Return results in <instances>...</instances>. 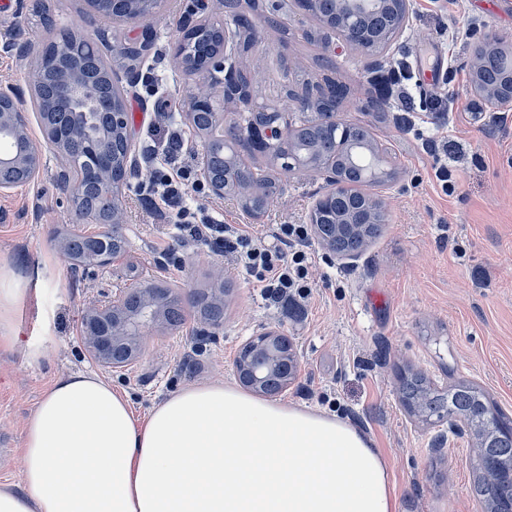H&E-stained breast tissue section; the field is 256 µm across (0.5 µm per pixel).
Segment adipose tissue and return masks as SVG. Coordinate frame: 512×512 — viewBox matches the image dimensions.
<instances>
[{"label": "adipose tissue", "mask_w": 512, "mask_h": 512, "mask_svg": "<svg viewBox=\"0 0 512 512\" xmlns=\"http://www.w3.org/2000/svg\"><path fill=\"white\" fill-rule=\"evenodd\" d=\"M27 289L0 262V351ZM23 488L0 512H398L389 462L347 421L232 385L192 386L142 419L92 373L58 377L24 421Z\"/></svg>", "instance_id": "adipose-tissue-1"}]
</instances>
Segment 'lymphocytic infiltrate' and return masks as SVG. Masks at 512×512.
<instances>
[{
	"label": "lymphocytic infiltrate",
	"mask_w": 512,
	"mask_h": 512,
	"mask_svg": "<svg viewBox=\"0 0 512 512\" xmlns=\"http://www.w3.org/2000/svg\"><path fill=\"white\" fill-rule=\"evenodd\" d=\"M187 173L184 168L169 165L162 175L159 200L163 208H175L174 224L179 231L193 238H204L212 232L224 235V247L260 283L265 296L271 300L285 297H305L308 291L309 254L305 249L309 237L304 224H281L273 231V244L260 237L231 226L196 224L189 208L181 206Z\"/></svg>",
	"instance_id": "lymphocytic-infiltrate-1"
}]
</instances>
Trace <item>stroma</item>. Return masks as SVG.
Listing matches in <instances>:
<instances>
[{"instance_id": "1", "label": "stroma", "mask_w": 512, "mask_h": 512, "mask_svg": "<svg viewBox=\"0 0 512 512\" xmlns=\"http://www.w3.org/2000/svg\"><path fill=\"white\" fill-rule=\"evenodd\" d=\"M39 3L57 29L90 33L111 64L116 40L135 30L103 18L86 0H5L0 86L29 88L30 58L4 45L19 32L42 49ZM186 6L187 0H166L153 17V47L134 64L146 79L125 91L140 162L124 189L127 250L110 266L84 268L57 248L58 235L84 226L57 181L54 153H46L34 179L0 196V260L31 290L16 312L19 346L0 353V484L21 488L24 421L56 378L94 372L125 392L142 418L180 389L236 384L241 345L276 330L293 339L299 361L278 401L336 414L371 436L389 458L400 512H479L472 439L453 432L451 419L412 414L402 401L401 377L420 373L444 390L472 385L512 420V112L475 114L468 92L474 43L487 36L512 41V0H411L409 25L377 71L342 46L335 68L323 67L326 34L319 25L295 0H259V11L275 13L278 23L262 26L259 43L238 60L251 74L254 104L288 111L297 76L311 83L332 77L348 91L343 119L367 127L397 172L394 181L370 189L389 214L382 236L353 264L310 240V294L278 303L263 298L232 253L181 236L140 197L173 134L183 139L178 165L194 174L201 169L204 136L186 112L190 97L209 86L182 71L171 49ZM380 73L393 78L384 111L369 109L366 100ZM431 141L447 144V155L433 156ZM254 162L284 186L261 220L206 190L192 195L191 210L258 234L306 223L323 179L312 172L280 175L264 153ZM441 165L454 192L435 175ZM133 272L183 293L184 319L146 336L141 357L115 372L87 352L81 318L102 295L127 287ZM218 275L227 288L224 316L203 343L192 295ZM34 348L43 351L35 361L27 357ZM440 432L448 443L437 452L432 441Z\"/></svg>"}]
</instances>
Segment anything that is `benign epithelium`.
<instances>
[{
	"mask_svg": "<svg viewBox=\"0 0 512 512\" xmlns=\"http://www.w3.org/2000/svg\"><path fill=\"white\" fill-rule=\"evenodd\" d=\"M241 0H222L224 15L231 18L224 26L221 45L207 59L197 74L213 87L217 93L193 97L195 106L212 113L215 123L206 131L202 148L200 176L212 193L222 198L238 200L252 199L256 193L247 183L230 190L224 178L214 173L210 155L220 147L225 150V161L233 162L251 150L270 152L273 162L280 163L284 173L294 171L315 172L323 176L327 189L313 202L308 223L312 224L318 243L342 260H357L370 240L368 227L388 221L383 203L374 196L361 194L366 201L360 211L336 213V223H325L327 205L338 198L356 193L354 184L336 169L334 153L313 162L286 149L296 133L292 120L268 106H255L249 82L240 79L243 69L237 58L250 52L257 39L256 21H251L250 31L239 23L243 14L239 12ZM122 6L125 17L140 25V33L133 46L145 54L153 46L154 31L143 25L146 17L141 14L142 0H107L106 5ZM304 12L313 17L328 34L335 36L341 45L360 51L378 64V57L404 33L409 22L410 0H298ZM391 12L396 17L393 33L377 48L368 52L355 40L354 33L368 17ZM470 92L475 97L479 110L484 112H509L512 110V43L509 45L495 37H487L476 44L470 58ZM293 101L291 111L300 114L310 111L324 96L323 84L309 86L301 92L290 91ZM242 106L253 114L251 128L223 125L224 109L228 105ZM38 118L43 141L33 139L28 131L26 109L15 90L8 86L0 88V194L29 181L43 165L47 148L61 154L64 163L58 172L59 182L77 201L81 181L73 179L81 171L90 180L107 190L112 198L109 220H89L98 226V231L88 235L90 248L74 264L106 267L114 262L127 247L122 233L124 223L123 187L138 173V162L130 133L129 115L125 94L104 97L90 88L76 70L65 72L57 85L52 99L39 104ZM322 127L332 131L340 129L350 136L356 124L336 118L334 112L321 114ZM109 127L112 134L123 139V147L112 152L102 144V128ZM356 163L375 171L382 164V180L385 185L395 177V170L387 155L372 144L366 153L356 156ZM342 239L359 240L355 249L339 246ZM180 302V292L153 280H135L129 292L114 293L95 302L82 318L83 340L90 354L101 365L114 372L124 370L142 354L144 339L150 332L166 325L165 313L169 306ZM235 375L247 390L265 396L275 394L268 387V380L283 376V386H288L296 377L298 357L293 343L283 345L281 334L267 331L251 338L242 348L233 364ZM461 434L472 436L476 441L480 458V476L487 483L505 492L503 499L494 505H484L482 512H512V466L504 465L491 451L501 436L512 439V426L503 423L498 432L492 434L473 426L463 419L456 425Z\"/></svg>",
	"mask_w": 512,
	"mask_h": 512,
	"instance_id": "1",
	"label": "benign epithelium"
}]
</instances>
